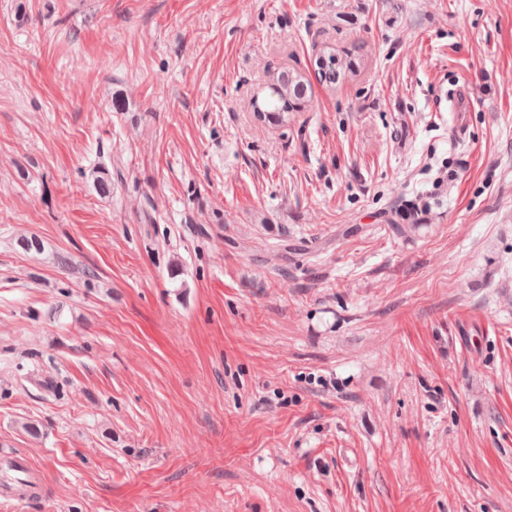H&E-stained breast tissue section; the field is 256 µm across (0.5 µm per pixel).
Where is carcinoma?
<instances>
[{
	"instance_id": "1",
	"label": "carcinoma",
	"mask_w": 512,
	"mask_h": 512,
	"mask_svg": "<svg viewBox=\"0 0 512 512\" xmlns=\"http://www.w3.org/2000/svg\"><path fill=\"white\" fill-rule=\"evenodd\" d=\"M313 68L320 84L331 89L340 86L359 69L357 49L338 51L327 45L316 55ZM312 94L313 85L307 73L295 68L283 69L275 75L269 95H263L260 90L253 94L251 110L259 120L274 119L284 124L288 122V113L304 110ZM95 187L103 196L112 193V173L104 166L95 172Z\"/></svg>"
}]
</instances>
